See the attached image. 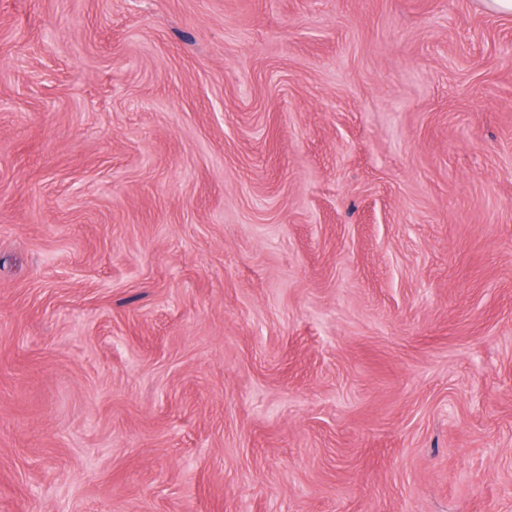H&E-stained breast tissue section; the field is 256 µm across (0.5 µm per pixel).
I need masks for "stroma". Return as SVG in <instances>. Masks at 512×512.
<instances>
[{
	"label": "stroma",
	"mask_w": 512,
	"mask_h": 512,
	"mask_svg": "<svg viewBox=\"0 0 512 512\" xmlns=\"http://www.w3.org/2000/svg\"><path fill=\"white\" fill-rule=\"evenodd\" d=\"M0 512H512V14L0 0Z\"/></svg>",
	"instance_id": "obj_1"
}]
</instances>
